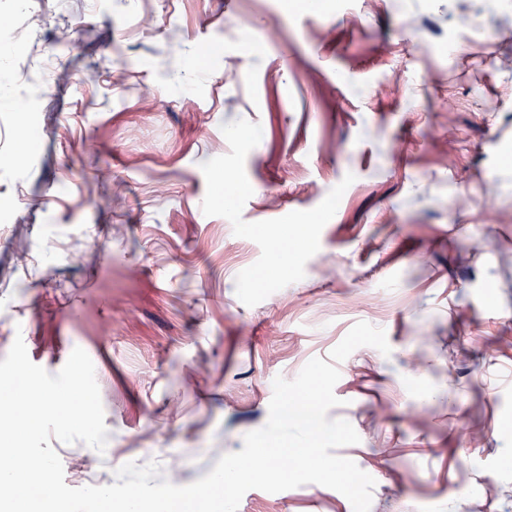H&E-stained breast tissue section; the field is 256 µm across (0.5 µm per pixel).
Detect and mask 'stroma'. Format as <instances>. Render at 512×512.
Listing matches in <instances>:
<instances>
[{
	"instance_id": "obj_1",
	"label": "stroma",
	"mask_w": 512,
	"mask_h": 512,
	"mask_svg": "<svg viewBox=\"0 0 512 512\" xmlns=\"http://www.w3.org/2000/svg\"><path fill=\"white\" fill-rule=\"evenodd\" d=\"M35 7L34 30L0 0L30 74L0 90V360L18 337L52 374L92 359L107 446L55 443L66 484L129 462L200 479L265 425L276 377L365 321L391 353L340 362L327 417L360 437L336 453L374 478L370 512H512V0ZM241 118L262 127L245 221L355 176L304 278L252 307L235 279L259 246L199 207ZM238 512L353 509L307 484Z\"/></svg>"
}]
</instances>
